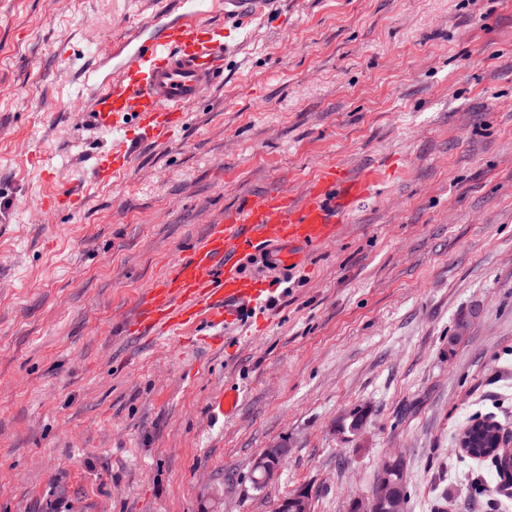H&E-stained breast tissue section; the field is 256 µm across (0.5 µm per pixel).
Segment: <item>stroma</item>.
<instances>
[{
	"instance_id": "obj_1",
	"label": "stroma",
	"mask_w": 512,
	"mask_h": 512,
	"mask_svg": "<svg viewBox=\"0 0 512 512\" xmlns=\"http://www.w3.org/2000/svg\"><path fill=\"white\" fill-rule=\"evenodd\" d=\"M155 6L0 0V512H273L298 490L347 512L394 452L407 512H512L458 452L483 419L512 448V0H276L173 138L100 185L79 74ZM323 164L380 181L256 338L122 333L209 225ZM62 187L77 208L39 215Z\"/></svg>"
}]
</instances>
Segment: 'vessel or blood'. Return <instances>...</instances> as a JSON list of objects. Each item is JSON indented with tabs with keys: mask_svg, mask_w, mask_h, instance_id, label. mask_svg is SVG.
Listing matches in <instances>:
<instances>
[{
	"mask_svg": "<svg viewBox=\"0 0 512 512\" xmlns=\"http://www.w3.org/2000/svg\"><path fill=\"white\" fill-rule=\"evenodd\" d=\"M265 0H161L106 55L111 72L94 64L82 73L89 97L80 107L98 130L111 133L110 148L94 158L98 183L121 176L138 146L167 142L185 124L188 105L205 98L224 77L231 45L224 34L247 26ZM223 22H213L214 14ZM378 182L375 172L359 176L322 166L301 195L280 190L247 198L210 225L189 256L176 258L139 301L126 331L179 343L185 331L206 325L220 329L240 322L246 309L266 307L274 290L268 279L249 272L258 264L288 272L307 254L334 243L345 218ZM79 194L61 188L46 194L42 208L71 210Z\"/></svg>",
	"mask_w": 512,
	"mask_h": 512,
	"instance_id": "obj_1",
	"label": "vessel or blood"
}]
</instances>
